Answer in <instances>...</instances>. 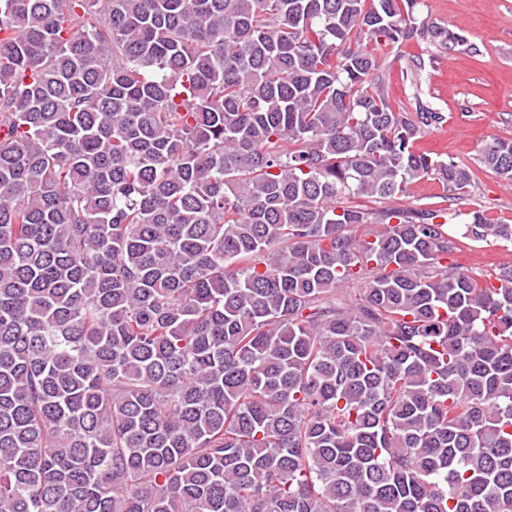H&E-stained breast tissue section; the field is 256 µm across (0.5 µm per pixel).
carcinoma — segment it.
Wrapping results in <instances>:
<instances>
[{
  "instance_id": "cac0c4a2",
  "label": "carcinoma",
  "mask_w": 512,
  "mask_h": 512,
  "mask_svg": "<svg viewBox=\"0 0 512 512\" xmlns=\"http://www.w3.org/2000/svg\"><path fill=\"white\" fill-rule=\"evenodd\" d=\"M419 9L0 0V512H512V263L448 264L512 224L396 204L476 179L385 96ZM442 188L437 181L424 179L414 183L407 197L398 203L405 207L419 208H443L449 207L450 202H445L442 196ZM422 205V206H421Z\"/></svg>"
}]
</instances>
